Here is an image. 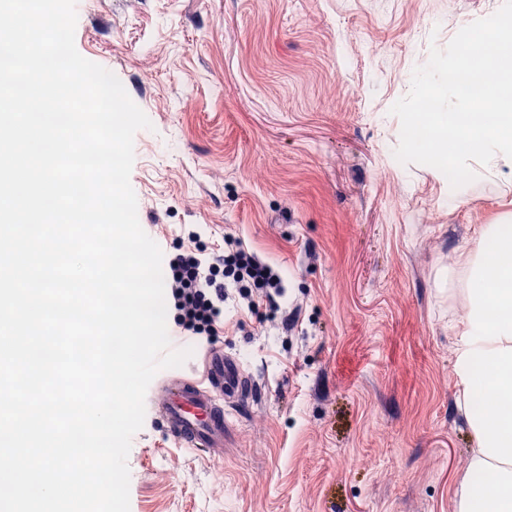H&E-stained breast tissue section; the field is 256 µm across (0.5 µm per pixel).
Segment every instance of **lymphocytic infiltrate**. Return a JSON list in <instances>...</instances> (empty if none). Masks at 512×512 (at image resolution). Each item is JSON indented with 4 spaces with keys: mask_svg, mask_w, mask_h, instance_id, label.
<instances>
[{
    "mask_svg": "<svg viewBox=\"0 0 512 512\" xmlns=\"http://www.w3.org/2000/svg\"><path fill=\"white\" fill-rule=\"evenodd\" d=\"M169 300L181 335L213 341L224 316V302L236 294L249 310L275 305L283 294L279 271L239 238L225 234L222 250L209 254L186 247L169 261Z\"/></svg>",
    "mask_w": 512,
    "mask_h": 512,
    "instance_id": "f902f5d3",
    "label": "lymphocytic infiltrate"
}]
</instances>
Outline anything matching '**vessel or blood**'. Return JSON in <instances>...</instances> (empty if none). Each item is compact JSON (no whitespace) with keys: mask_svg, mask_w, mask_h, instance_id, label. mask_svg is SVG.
Here are the masks:
<instances>
[{"mask_svg":"<svg viewBox=\"0 0 512 512\" xmlns=\"http://www.w3.org/2000/svg\"><path fill=\"white\" fill-rule=\"evenodd\" d=\"M257 386L237 358L223 349H210L202 378L167 374L148 388L145 408L162 418L169 436L184 448H224L230 411L253 398Z\"/></svg>","mask_w":512,"mask_h":512,"instance_id":"obj_1","label":"vessel or blood"}]
</instances>
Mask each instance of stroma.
I'll list each match as a JSON object with an SVG mask.
<instances>
[{
	"label": "stroma",
	"mask_w": 512,
	"mask_h": 512,
	"mask_svg": "<svg viewBox=\"0 0 512 512\" xmlns=\"http://www.w3.org/2000/svg\"><path fill=\"white\" fill-rule=\"evenodd\" d=\"M500 5L77 0L78 52L151 122L130 176L143 230L167 258L233 233L280 270L291 316L226 301L216 344L259 390L220 454L145 418L130 512H456L475 446L460 259L512 220V169L449 201L443 173L396 160L390 109L431 48Z\"/></svg>",
	"instance_id": "1"
}]
</instances>
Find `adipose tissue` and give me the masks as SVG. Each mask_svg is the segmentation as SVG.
Returning a JSON list of instances; mask_svg holds the SVG:
<instances>
[{
  "label": "adipose tissue",
  "mask_w": 512,
  "mask_h": 512,
  "mask_svg": "<svg viewBox=\"0 0 512 512\" xmlns=\"http://www.w3.org/2000/svg\"><path fill=\"white\" fill-rule=\"evenodd\" d=\"M481 235L489 249L462 260L469 308L460 323L457 357L464 400L482 393L496 403L469 416L476 443L470 468L493 472L495 481L464 478L457 512H512V289L487 287L494 279H512V232L486 224Z\"/></svg>",
  "instance_id": "adipose-tissue-1"
}]
</instances>
